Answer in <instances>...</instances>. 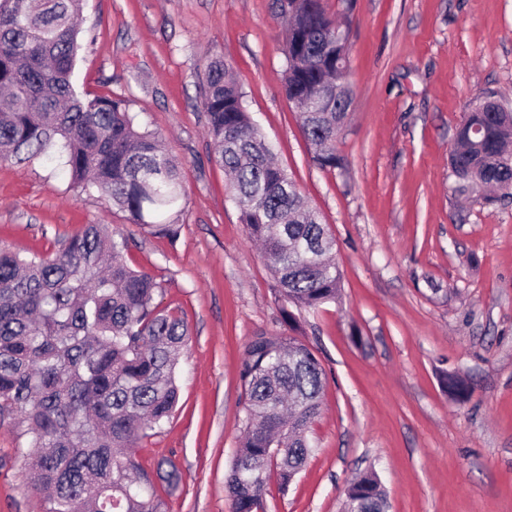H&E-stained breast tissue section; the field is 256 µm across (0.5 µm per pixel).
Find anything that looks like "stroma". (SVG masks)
Listing matches in <instances>:
<instances>
[{
  "label": "stroma",
  "instance_id": "35a3bbf8",
  "mask_svg": "<svg viewBox=\"0 0 512 512\" xmlns=\"http://www.w3.org/2000/svg\"><path fill=\"white\" fill-rule=\"evenodd\" d=\"M274 0H86L80 87L127 99L159 133L186 191L176 240L131 223L96 189L34 159L0 162V248L51 252L85 224L129 241L134 268L185 313L179 403L133 450L166 512H232L224 483L244 428L240 372L254 336L294 337L325 373L314 454L289 486L269 475L263 512H342L374 471L389 512H512V202L458 197L448 159L474 98L512 111V0H324L349 15L352 105L341 167L312 159L281 91ZM229 62L248 112L328 224L341 298L285 320L261 249L210 159L202 108L212 55ZM471 394L449 395L446 376ZM0 419V512H39L22 451ZM172 461L181 479L157 478Z\"/></svg>",
  "mask_w": 512,
  "mask_h": 512
}]
</instances>
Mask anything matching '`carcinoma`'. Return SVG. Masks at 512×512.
Instances as JSON below:
<instances>
[{"label": "carcinoma", "instance_id": "1", "mask_svg": "<svg viewBox=\"0 0 512 512\" xmlns=\"http://www.w3.org/2000/svg\"><path fill=\"white\" fill-rule=\"evenodd\" d=\"M84 0H0V160L41 158L70 186L96 189L134 224L177 236L185 190L158 134L141 127L128 100L92 94L74 81ZM276 0L288 47L282 91L301 101L338 89L330 108L298 113L313 161L336 168V132L352 102L344 38L322 0ZM203 101L212 159L232 175L230 200L262 244L282 301L316 310L339 299L334 240L304 207L295 182L243 105L221 58L205 74ZM449 156L453 192L486 186L512 198V112L486 95L470 107ZM127 239L87 224L47 254L0 248V416L14 417L37 450L34 483L43 512H164L127 452L162 428L178 402L180 351L189 341L182 310L155 303L153 274L124 259ZM241 378L245 437L225 479L233 512H256L268 471L288 486L314 453L308 433L320 410L325 371L293 338L257 336ZM371 472L352 482L344 512H387Z\"/></svg>", "mask_w": 512, "mask_h": 512}]
</instances>
